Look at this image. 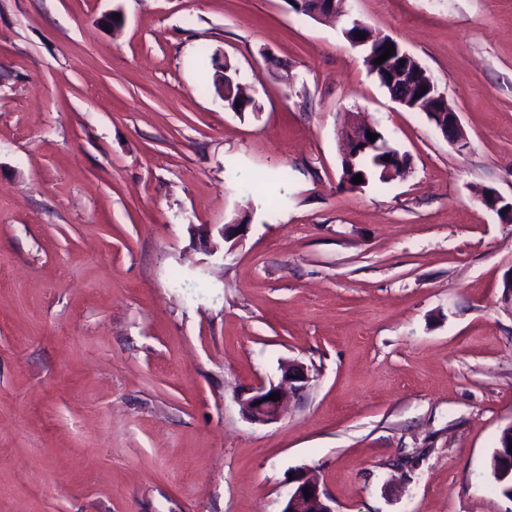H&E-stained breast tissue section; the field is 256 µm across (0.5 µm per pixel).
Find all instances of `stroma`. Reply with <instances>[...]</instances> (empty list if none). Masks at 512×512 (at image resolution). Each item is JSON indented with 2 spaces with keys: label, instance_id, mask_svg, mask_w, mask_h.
I'll use <instances>...</instances> for the list:
<instances>
[{
  "label": "stroma",
  "instance_id": "stroma-1",
  "mask_svg": "<svg viewBox=\"0 0 512 512\" xmlns=\"http://www.w3.org/2000/svg\"><path fill=\"white\" fill-rule=\"evenodd\" d=\"M346 9L465 148L288 0H0V512H281L301 475L336 512H512V0ZM350 112L406 176L341 185ZM289 359L309 386L245 419ZM424 76L429 92L427 99L430 101L426 107L424 105L419 107V104L414 107H419L422 112H426L429 120L449 143L457 147H464L466 142H464L465 138L457 113L448 108L443 94L438 91L437 85L426 70ZM434 90L435 94H432ZM282 381L276 385L273 382L261 383L242 391L237 397L242 414L249 421L267 425L280 420L284 404L283 384H288V390L300 393L311 381L309 368L296 360H288L281 367ZM272 393H279L280 400H266ZM260 401V404H257Z\"/></svg>",
  "mask_w": 512,
  "mask_h": 512
}]
</instances>
